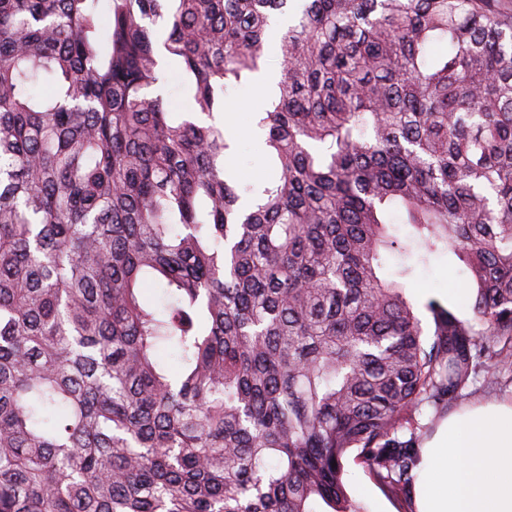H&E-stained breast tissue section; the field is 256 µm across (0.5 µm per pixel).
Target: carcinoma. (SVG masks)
<instances>
[{
  "label": "carcinoma",
  "instance_id": "1",
  "mask_svg": "<svg viewBox=\"0 0 512 512\" xmlns=\"http://www.w3.org/2000/svg\"><path fill=\"white\" fill-rule=\"evenodd\" d=\"M277 15L252 184L212 119ZM160 47L211 122L151 94ZM441 250L471 316L428 299L426 342ZM480 374L512 383L497 0H0V512H359L343 454L406 494L412 412ZM465 280V266L447 251L431 255L426 264L415 265L410 279L409 293L420 318L423 319L426 334H429L430 329L424 304L429 298H439L445 302L448 298L449 305L463 315L468 313L466 300L458 302L452 299V287L462 288Z\"/></svg>",
  "mask_w": 512,
  "mask_h": 512
}]
</instances>
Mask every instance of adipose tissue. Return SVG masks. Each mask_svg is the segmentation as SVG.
Listing matches in <instances>:
<instances>
[{"label":"adipose tissue","mask_w":512,"mask_h":512,"mask_svg":"<svg viewBox=\"0 0 512 512\" xmlns=\"http://www.w3.org/2000/svg\"><path fill=\"white\" fill-rule=\"evenodd\" d=\"M417 471L416 512H512V400L449 416Z\"/></svg>","instance_id":"ef3b65f1"}]
</instances>
